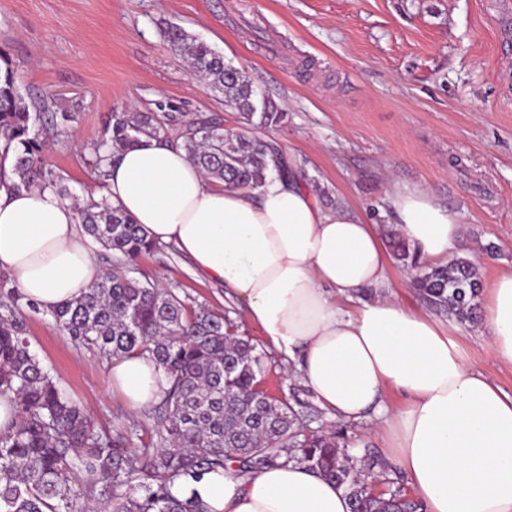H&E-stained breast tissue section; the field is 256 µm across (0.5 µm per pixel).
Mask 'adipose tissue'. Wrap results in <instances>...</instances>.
I'll use <instances>...</instances> for the list:
<instances>
[{
	"instance_id": "ef3b65f1",
	"label": "adipose tissue",
	"mask_w": 512,
	"mask_h": 512,
	"mask_svg": "<svg viewBox=\"0 0 512 512\" xmlns=\"http://www.w3.org/2000/svg\"><path fill=\"white\" fill-rule=\"evenodd\" d=\"M108 171L107 203L241 301L332 418L384 425L388 458L424 512H512V394L468 364L451 328L395 294L377 225L321 206L293 165L249 192L208 179L180 143L145 138ZM388 207L424 259L449 263L457 215L421 186L393 190ZM0 269L45 311L101 276L76 206L49 187H0ZM481 321L491 355L512 364V272L488 289ZM109 382L137 408L161 397L166 375L131 354L113 360ZM195 489L212 512H350L341 487L293 462L246 473L231 463Z\"/></svg>"
}]
</instances>
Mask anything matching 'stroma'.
<instances>
[{"label":"stroma","instance_id":"35a3bbf8","mask_svg":"<svg viewBox=\"0 0 512 512\" xmlns=\"http://www.w3.org/2000/svg\"><path fill=\"white\" fill-rule=\"evenodd\" d=\"M493 0H0V56L23 94L47 90L60 108L79 104L66 133L49 135L46 163L69 192L98 190L93 145L112 111L221 118L236 110L207 90L165 39L177 25L246 70L286 112L266 130L302 168L316 194L387 221L392 187H429L463 224L453 256L483 287L512 271V20ZM191 304L223 312L265 354L263 384L299 396L311 432L336 429L287 357L251 325L244 305L196 275L174 246L128 262ZM26 336L50 374L97 427L124 424L133 447L148 441L155 407H127L110 364L60 333L47 312L23 311ZM471 367L512 393V364L492 359L482 325H462Z\"/></svg>","mask_w":512,"mask_h":512}]
</instances>
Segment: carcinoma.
Returning <instances> with one entry per match:
<instances>
[{
  "label": "carcinoma",
  "instance_id": "carcinoma-1",
  "mask_svg": "<svg viewBox=\"0 0 512 512\" xmlns=\"http://www.w3.org/2000/svg\"><path fill=\"white\" fill-rule=\"evenodd\" d=\"M207 89L239 112L250 131L224 133L221 120L198 118L179 139L189 159L206 176L235 187L260 190L288 165L282 151L257 131L276 126L284 113L261 96L246 71L179 26L166 31ZM78 110L60 112L53 94L25 97L10 67L0 70V186L20 191L67 190L46 163V140L75 121ZM108 137L95 146L99 177L106 161L142 138H168L165 123L142 112H114ZM79 220L96 243L117 258L132 260L156 243L106 200L79 207ZM393 259L419 270L415 285L434 311L462 324L478 323L482 282L473 265L458 259L420 268L417 249L385 230ZM0 306V396L10 395L17 420L0 432V512H89L102 503L108 512H210L192 484L218 473L228 462L248 472L294 462L343 487L351 512H423L420 500L403 492L392 466L367 452L346 448L344 430L305 435L294 404L258 389L263 355L227 316L193 306L153 281L108 270L81 297L50 311L57 329L79 345L112 359L137 353L164 369L169 388L161 400L150 443L130 447L129 431L98 429L88 412L54 380L31 352L18 318L14 290ZM368 474L383 478L385 490L371 491ZM142 494L135 496L134 489Z\"/></svg>",
  "mask_w": 512,
  "mask_h": 512
}]
</instances>
